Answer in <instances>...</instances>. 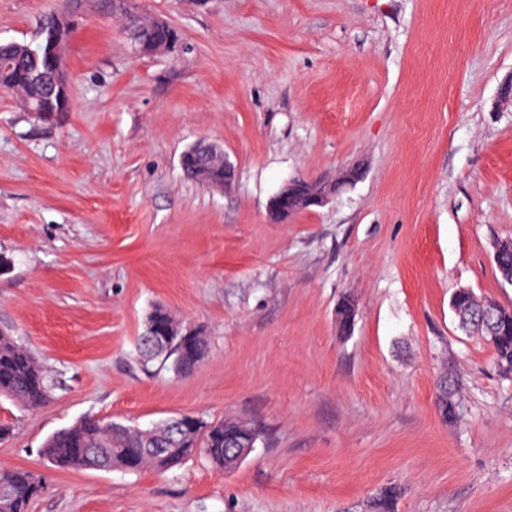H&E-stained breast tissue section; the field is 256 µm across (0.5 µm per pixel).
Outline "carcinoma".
I'll return each instance as SVG.
<instances>
[{
  "instance_id": "cac0c4a2",
  "label": "carcinoma",
  "mask_w": 512,
  "mask_h": 512,
  "mask_svg": "<svg viewBox=\"0 0 512 512\" xmlns=\"http://www.w3.org/2000/svg\"><path fill=\"white\" fill-rule=\"evenodd\" d=\"M62 14L60 10L43 17L39 26L41 40L46 41L59 31ZM131 29L130 38L136 42L150 39L162 43L180 37L174 27H157L152 21L139 17L133 20ZM56 78L57 70L52 60L29 53L28 43H0V90L19 97L26 111L44 110ZM182 170L187 177L207 186L224 187L233 182L221 157L192 147L182 155ZM293 187L296 189L292 203L294 214L312 208L310 198L335 192L332 185L304 179L296 180ZM496 254L499 257L496 266L501 276H512V242L499 243ZM454 311L463 328L489 341L499 370L512 376V308L480 298L463 288L454 294ZM355 316L353 300L341 301L336 310L340 334L352 330ZM139 351L146 364L169 362L180 374H189L195 369L194 363L177 348L156 347L146 332L140 338ZM0 397L24 408L39 407L47 399L42 367L27 349L4 333H0ZM436 400L443 421L451 424L462 416L464 403L459 383L453 377L447 376L439 382ZM250 430L248 424L236 419H203L194 429L180 436L172 433L165 420L148 429L123 425L117 430L85 419L51 435L43 445L42 456L55 468L68 471L99 466L106 470L138 471L150 467L166 471L199 452L215 469L232 470L243 462L241 449L235 447L233 440H238L241 445L246 443L243 433ZM0 482L13 490L10 498L0 499V512H28L31 501L43 489L41 479L28 469L1 470ZM398 496L399 491L395 488L384 490L374 502L375 509L392 512Z\"/></svg>"
}]
</instances>
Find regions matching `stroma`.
<instances>
[{"label":"stroma","instance_id":"stroma-1","mask_svg":"<svg viewBox=\"0 0 512 512\" xmlns=\"http://www.w3.org/2000/svg\"><path fill=\"white\" fill-rule=\"evenodd\" d=\"M134 5L180 31L177 53L134 54L113 0H0L2 42L63 6L76 22L70 111L0 93V332L48 385L35 409L0 397V469L43 480L29 512H374L388 487L394 512H512V379L450 307L462 288L512 307L494 261L512 241V0ZM201 138L231 186L184 177ZM294 178L339 188L272 223ZM156 306L203 331L191 374L141 363ZM449 372L454 424L436 404ZM180 414L259 439L226 471L200 454L63 471L40 453L84 418ZM436 400L443 421L455 423L462 416L464 403L459 383L453 376H447L439 382Z\"/></svg>","mask_w":512,"mask_h":512}]
</instances>
